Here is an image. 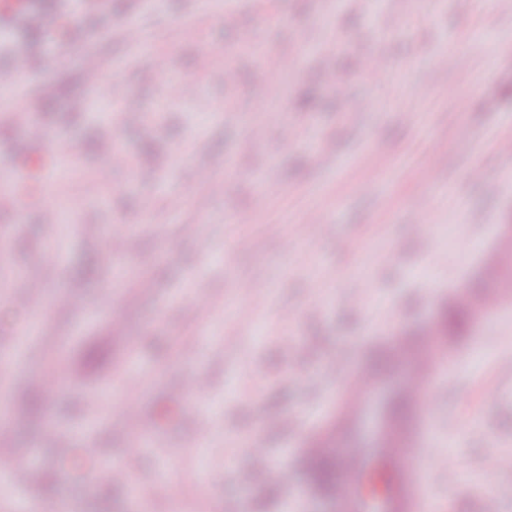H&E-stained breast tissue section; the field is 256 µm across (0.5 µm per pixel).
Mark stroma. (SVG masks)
Segmentation results:
<instances>
[{
  "instance_id": "stroma-1",
  "label": "stroma",
  "mask_w": 512,
  "mask_h": 512,
  "mask_svg": "<svg viewBox=\"0 0 512 512\" xmlns=\"http://www.w3.org/2000/svg\"><path fill=\"white\" fill-rule=\"evenodd\" d=\"M224 2L33 0L0 18L10 34L0 71L28 58L23 101L38 127L0 120V167H22L0 195V448L54 475L52 491L0 493V512L28 501L42 512H331L303 449L372 445L361 424L333 429L337 387L361 364L394 380L392 336L422 337L432 324L447 333L460 294L472 302L468 332L404 425L442 512H481L490 490L498 512H512V468H486L512 454V307L478 308L484 294L512 290V265L494 262L512 241V169L491 148L512 136V0H422L418 10L406 0H237L229 16ZM133 18L170 58L167 74L128 43ZM476 28L487 39H472ZM257 47L296 63L264 69ZM218 51L234 87L207 65ZM450 54L468 58L467 78L443 64ZM87 55L128 87L136 111L102 121ZM369 56L388 67L381 82L363 73ZM182 79L195 81L193 97L170 92ZM230 105L237 119H226ZM112 143L127 166L111 163ZM372 144L383 155L375 176L362 164ZM49 157L54 222L35 185ZM229 160L238 170L228 175ZM475 167L485 179L470 177ZM254 171L269 174L278 199L257 191ZM214 179L222 193H211ZM306 209L328 214V235L301 222ZM118 222L136 245L116 260ZM241 300L256 308L246 325L234 315ZM55 362L64 381L40 391ZM125 371L139 377L126 398L114 392ZM191 376L204 380L202 398L186 396ZM127 400L137 422L123 415ZM85 448L124 463L141 495L92 483ZM273 461L292 465L291 484L243 486Z\"/></svg>"
}]
</instances>
